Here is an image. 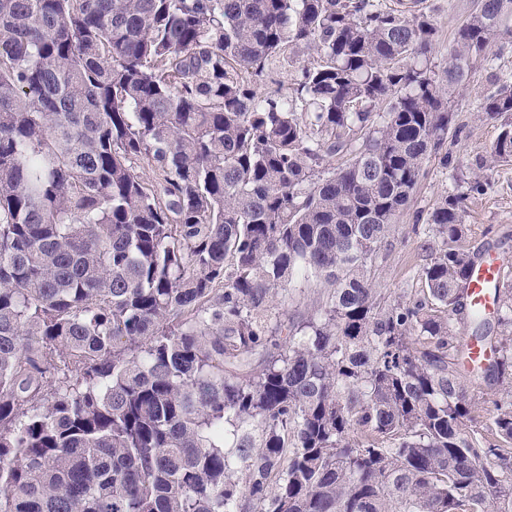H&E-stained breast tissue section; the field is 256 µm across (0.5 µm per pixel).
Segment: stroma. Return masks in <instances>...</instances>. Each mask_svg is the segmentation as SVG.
I'll use <instances>...</instances> for the list:
<instances>
[{
	"label": "stroma",
	"instance_id": "stroma-1",
	"mask_svg": "<svg viewBox=\"0 0 512 512\" xmlns=\"http://www.w3.org/2000/svg\"><path fill=\"white\" fill-rule=\"evenodd\" d=\"M475 3L476 0H426L437 28L432 52L436 63L447 60L456 32L473 12ZM486 54L494 58V69L476 65L451 98L462 125L461 133L449 137L442 153L426 160L416 192L395 219L396 230L378 278L379 287L385 288L390 297L420 288L419 272L431 254L430 239L422 232L428 213L448 192L465 193L476 160L487 156L497 136L496 124L483 119L477 109L490 89L492 73L512 75V45L491 43ZM484 176L489 183L486 193L467 195L464 202L465 242L471 249L499 254L512 268V162L498 164L485 171Z\"/></svg>",
	"mask_w": 512,
	"mask_h": 512
}]
</instances>
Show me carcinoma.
I'll use <instances>...</instances> for the list:
<instances>
[{
    "label": "carcinoma",
    "instance_id": "1",
    "mask_svg": "<svg viewBox=\"0 0 512 512\" xmlns=\"http://www.w3.org/2000/svg\"><path fill=\"white\" fill-rule=\"evenodd\" d=\"M422 4L0 0V512H512V286L470 304L466 195L422 294L377 287L449 91L512 44L477 0L438 70ZM478 112L511 160L512 79ZM297 64H280L278 61L273 62L269 65V68L266 70V73L263 77L260 78L259 87L262 91L265 92H273L279 91L280 94H286L289 91V87L293 83L295 68L300 65L307 64L313 62V56H310L305 53L301 54L299 58H297ZM316 288L306 285H297L296 289L291 291L285 305L282 306L283 318L288 316L306 315L308 310L313 308L317 296ZM465 331L467 330H462L460 336H463L465 333L470 335V331ZM462 339L463 346L466 351L465 367L467 370L472 369L474 366L486 363V361L492 356V351L488 345L482 342H477L471 336H463Z\"/></svg>",
    "mask_w": 512,
    "mask_h": 512
}]
</instances>
